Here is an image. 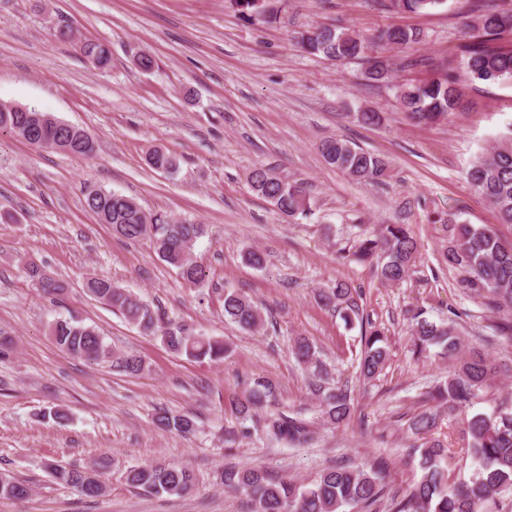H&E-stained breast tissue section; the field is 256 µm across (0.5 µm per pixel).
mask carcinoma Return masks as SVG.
<instances>
[{
	"label": "carcinoma",
	"mask_w": 512,
	"mask_h": 512,
	"mask_svg": "<svg viewBox=\"0 0 512 512\" xmlns=\"http://www.w3.org/2000/svg\"><path fill=\"white\" fill-rule=\"evenodd\" d=\"M389 7L400 13H422L444 5L447 0H388ZM476 15L464 22L467 38L460 44L455 63L444 66L430 79L405 83L398 87L401 109L418 124L433 125L448 119L463 106L461 82L472 85L494 83L512 77V43L503 41V34L512 32V9L504 10L498 0H477ZM231 5L247 20L267 18V5L258 0H230ZM297 44L310 54L342 62L362 60L367 64V77L382 81L390 76L386 60L376 55L377 49L394 46L411 49L422 35L415 28L390 26L375 34L330 25H316L298 33ZM79 50L87 58L97 60L99 67L111 63L108 46L99 41L80 42ZM0 132H9L27 143L46 149L89 156L94 143L85 142L65 122L36 109L15 112L12 105L0 103ZM324 161L350 178L366 183H379L389 174L388 161L367 152L351 141L336 136L323 140L319 146ZM150 167L167 173L178 168L177 159L161 149L147 155ZM471 189L487 201L504 224H512V126L501 134L492 149L475 158L466 172ZM252 190L276 207L283 216L295 218L311 211V199L301 183H290L270 168L251 171ZM84 207L102 224L112 226L115 235L127 240L147 239L159 259L176 269L189 287L198 288L206 282L205 267L193 258L196 240L205 233V225L180 222L165 213H148L135 198L103 190L85 195ZM448 246L442 253L443 263L461 269L465 276L458 286L482 298L483 305L501 319V328L512 330V244L504 243L493 228L475 226L448 215ZM418 254V243L406 224H379L368 236L360 239L347 253L377 270L382 282L396 285L404 281ZM29 278L45 296L55 297L63 290L59 281L45 269L32 263L27 267ZM87 292L109 307L127 323L145 335L160 339L162 346L177 356L218 363L229 348L205 336H196L179 326L165 322L159 311L134 291L122 288L111 280L90 277L85 281ZM362 292L345 279H336L318 289L317 303L338 314L345 325L360 323L359 378L370 381L384 369L390 350L384 332L363 313ZM224 316L244 331L260 327L263 315L259 306L235 288L224 289ZM413 355L421 357L432 346L444 356L458 361L452 375L435 386V398L451 410L465 414L468 454L475 469L470 482L448 483L444 466L448 449L434 440L421 450V477L412 489L399 493L390 488L382 467L370 471L338 465L322 471L308 485L276 481L257 467H226L220 474L225 487L240 493L248 512H371L384 497H389L393 512H481L485 504L500 501L507 491L512 493V400L500 404L490 415H466L479 391L498 374V367L481 347L462 350L456 320L448 318L439 324L429 321L423 310L411 316ZM52 336L66 353L93 363H112L130 375L144 368L141 358L116 351L105 341L96 327L72 318L54 324ZM294 353L300 363L315 377L313 395L322 408L325 420L332 425L346 421L353 409L350 387L346 384L325 385L326 368L319 351L306 338L294 342ZM276 384L267 377L248 383L245 393L232 399L236 416L255 421L256 410L275 400ZM433 412H422L411 422L412 430L427 433L436 425ZM155 424L184 434L195 431L194 421L187 416L160 412ZM268 437L291 446H306L313 441L309 425L297 417H270L263 420ZM106 464L78 469L63 465L50 466V475L61 485L87 497H97L105 490L101 480ZM126 482L152 495L183 494L194 486L190 470L179 465L144 464L125 472ZM30 486L7 474L0 475V497L22 499Z\"/></svg>",
	"instance_id": "obj_1"
}]
</instances>
